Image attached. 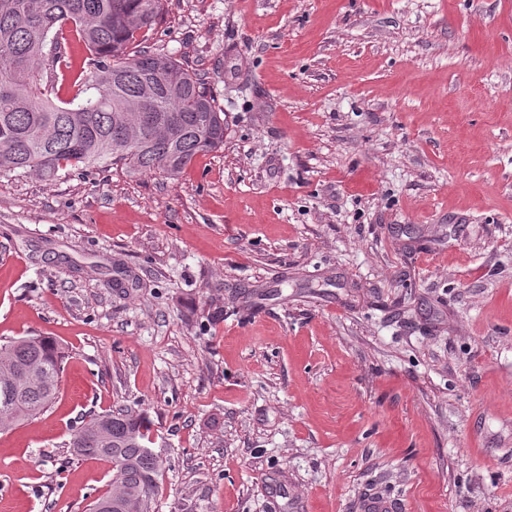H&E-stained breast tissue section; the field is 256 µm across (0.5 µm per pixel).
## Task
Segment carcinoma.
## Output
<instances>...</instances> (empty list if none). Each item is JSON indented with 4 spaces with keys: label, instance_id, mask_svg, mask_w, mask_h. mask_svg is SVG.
<instances>
[{
    "label": "carcinoma",
    "instance_id": "obj_1",
    "mask_svg": "<svg viewBox=\"0 0 512 512\" xmlns=\"http://www.w3.org/2000/svg\"><path fill=\"white\" fill-rule=\"evenodd\" d=\"M165 0H0V173L53 181L81 166L120 165L131 175L177 179L197 156L224 147V112L197 75L173 57L138 48ZM87 52L85 97L54 102L72 67L65 31ZM144 112L154 121L135 142L119 115L146 84ZM179 137L168 136L169 124ZM64 354L52 339L30 336L0 344V433L46 411L57 399ZM150 423L121 410L91 418L71 435L79 459L112 465V488L100 512H154L161 462L144 450Z\"/></svg>",
    "mask_w": 512,
    "mask_h": 512
}]
</instances>
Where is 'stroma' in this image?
Listing matches in <instances>:
<instances>
[{"label":"stroma","instance_id":"1","mask_svg":"<svg viewBox=\"0 0 512 512\" xmlns=\"http://www.w3.org/2000/svg\"><path fill=\"white\" fill-rule=\"evenodd\" d=\"M140 39L224 147L0 174V339L65 355L0 512H86L112 468L67 444L119 409L155 512H512V0H169Z\"/></svg>","mask_w":512,"mask_h":512}]
</instances>
